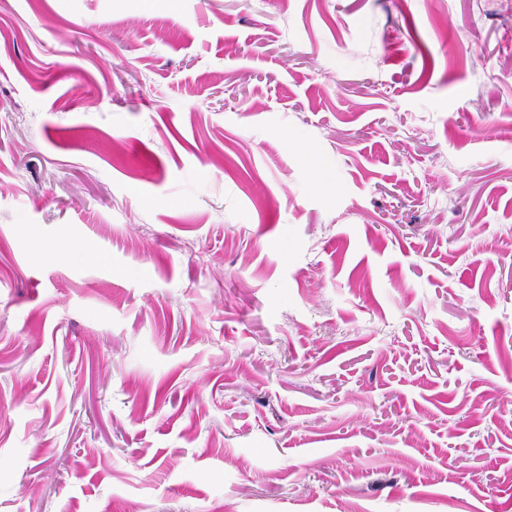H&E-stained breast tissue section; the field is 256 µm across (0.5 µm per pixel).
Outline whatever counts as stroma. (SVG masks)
<instances>
[{
    "mask_svg": "<svg viewBox=\"0 0 512 512\" xmlns=\"http://www.w3.org/2000/svg\"><path fill=\"white\" fill-rule=\"evenodd\" d=\"M0 512H512V0H0Z\"/></svg>",
    "mask_w": 512,
    "mask_h": 512,
    "instance_id": "obj_1",
    "label": "stroma"
}]
</instances>
